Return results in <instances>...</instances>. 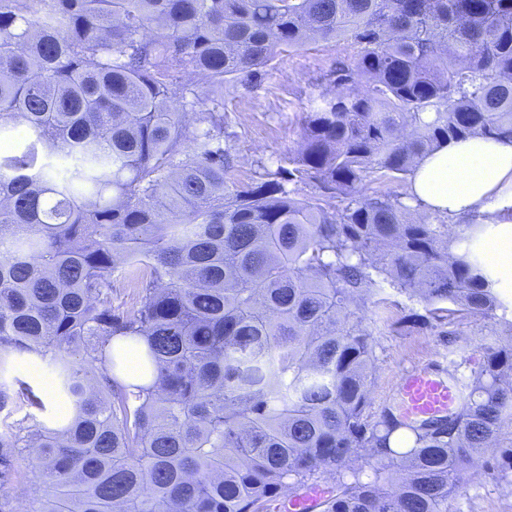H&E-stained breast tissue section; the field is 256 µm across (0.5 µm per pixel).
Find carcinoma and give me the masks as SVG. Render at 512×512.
Wrapping results in <instances>:
<instances>
[{"label": "carcinoma", "mask_w": 512, "mask_h": 512, "mask_svg": "<svg viewBox=\"0 0 512 512\" xmlns=\"http://www.w3.org/2000/svg\"><path fill=\"white\" fill-rule=\"evenodd\" d=\"M320 41L356 52L297 148L229 185L224 86ZM15 125L33 140L0 156V512L16 452L25 512H259L319 476L322 512H448L512 418V321L483 227L431 221L408 185L449 140L512 137V0H0ZM388 288L425 327L503 311L454 415L369 422ZM16 363L66 408L13 389Z\"/></svg>", "instance_id": "cac0c4a2"}]
</instances>
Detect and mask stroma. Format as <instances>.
I'll list each match as a JSON object with an SVG mask.
<instances>
[{
  "instance_id": "35a3bbf8",
  "label": "stroma",
  "mask_w": 512,
  "mask_h": 512,
  "mask_svg": "<svg viewBox=\"0 0 512 512\" xmlns=\"http://www.w3.org/2000/svg\"><path fill=\"white\" fill-rule=\"evenodd\" d=\"M343 42H319L276 57L270 76L255 87L228 85L224 110L231 123L224 130V145L237 156V184L250 183L259 165L296 148L300 141V118L324 89L327 75L337 59L352 55ZM381 318L372 323L375 364L372 369L370 418L392 408L402 376L428 361L447 365L455 361L458 375L470 376L492 324L466 320L448 329L444 324L413 325L410 313L422 312L421 303L394 290H386ZM512 447V421L505 422L495 446L484 453L486 467L477 474H463L462 488L449 501L448 512H512V484L498 476L497 451Z\"/></svg>"
}]
</instances>
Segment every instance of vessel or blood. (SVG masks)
Instances as JSON below:
<instances>
[{
  "label": "vessel or blood",
  "instance_id": "b4317fda",
  "mask_svg": "<svg viewBox=\"0 0 512 512\" xmlns=\"http://www.w3.org/2000/svg\"><path fill=\"white\" fill-rule=\"evenodd\" d=\"M399 410L408 421L427 419L453 412L461 402L459 383L445 378L438 364L429 363L402 377ZM328 492L319 486L303 489L274 504L275 512H320Z\"/></svg>",
  "mask_w": 512,
  "mask_h": 512
}]
</instances>
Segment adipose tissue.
Returning a JSON list of instances; mask_svg holds the SVG:
<instances>
[{"mask_svg":"<svg viewBox=\"0 0 512 512\" xmlns=\"http://www.w3.org/2000/svg\"><path fill=\"white\" fill-rule=\"evenodd\" d=\"M408 191L426 211L455 222L490 213L512 194V139L445 143L417 164Z\"/></svg>","mask_w":512,"mask_h":512,"instance_id":"ef3b65f1","label":"adipose tissue"}]
</instances>
